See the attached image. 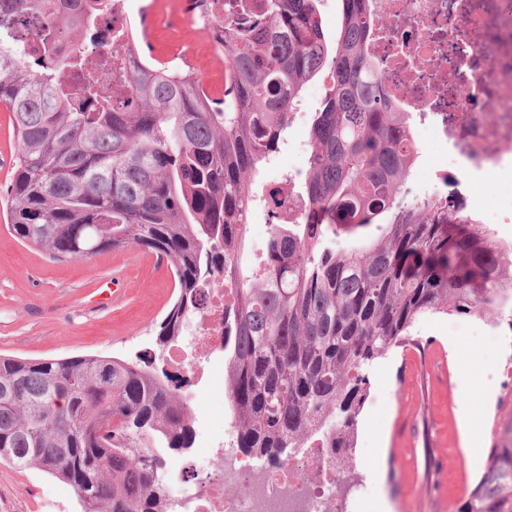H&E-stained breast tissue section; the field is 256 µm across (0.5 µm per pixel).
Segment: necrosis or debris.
Listing matches in <instances>:
<instances>
[{
  "label": "necrosis or debris",
  "instance_id": "1",
  "mask_svg": "<svg viewBox=\"0 0 512 512\" xmlns=\"http://www.w3.org/2000/svg\"><path fill=\"white\" fill-rule=\"evenodd\" d=\"M379 22L367 42L381 65V85L399 111L450 149L457 172L453 201H466L491 179L512 186V8L503 0H370ZM84 26L131 33L128 0H87ZM180 17L198 40L212 42L224 25L223 0H182ZM492 109L480 112L477 102ZM204 307L167 355L180 378H204L224 352L223 277L205 289ZM233 431L205 450L206 478L177 473L174 512H366V498H344L347 477L329 465L323 448H303L273 470L236 453Z\"/></svg>",
  "mask_w": 512,
  "mask_h": 512
}]
</instances>
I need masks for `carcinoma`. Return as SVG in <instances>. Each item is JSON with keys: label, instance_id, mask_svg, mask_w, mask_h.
I'll list each match as a JSON object with an SVG mask.
<instances>
[{"label": "carcinoma", "instance_id": "carcinoma-1", "mask_svg": "<svg viewBox=\"0 0 512 512\" xmlns=\"http://www.w3.org/2000/svg\"><path fill=\"white\" fill-rule=\"evenodd\" d=\"M330 39L320 0H265L255 16L226 0L224 96L195 71L165 70L134 47L112 51V81L134 104L111 101L62 60L56 0H0V28L25 9L47 28L0 43V105L12 114L16 164L9 228L58 260L137 247L167 260L177 293L155 348L185 336L218 274L232 291L224 311V395L234 444L270 467L300 448H327L349 471L373 362L435 314L512 312V244L448 205L435 190L408 196L417 152L411 117L384 92L366 40L369 0H341ZM327 79L311 117L310 150L294 195L317 221L280 220L275 186L252 185L280 151L306 85ZM266 210L270 232L256 264L247 226ZM176 377L153 356L62 360L0 356V442L9 462L36 468L85 495L86 512H169L163 456L149 444L191 448V411ZM63 396L68 410L58 413ZM455 512H512V426L488 454Z\"/></svg>", "mask_w": 512, "mask_h": 512}]
</instances>
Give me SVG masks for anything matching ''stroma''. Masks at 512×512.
<instances>
[{"label": "stroma", "mask_w": 512, "mask_h": 512, "mask_svg": "<svg viewBox=\"0 0 512 512\" xmlns=\"http://www.w3.org/2000/svg\"><path fill=\"white\" fill-rule=\"evenodd\" d=\"M195 45L199 68L215 90L223 72L210 69L209 50L187 30H155L152 51ZM323 80L303 93L302 114L288 144L260 185L306 168L302 144L325 95ZM12 115L0 105V354L31 359L85 355L136 359L154 345V332L175 293L172 272L139 248L105 251L82 262L50 259L9 230L7 189L15 161ZM412 344L393 348L372 367L354 452L370 512H445L477 484L488 451L512 425V328L494 319L429 315L415 323ZM199 411L193 448L168 456L167 472L194 467L195 449L231 423L218 390L186 382L181 390ZM481 451L463 450L470 428ZM0 512H82L72 487L34 468L0 461Z\"/></svg>", "instance_id": "obj_1"}]
</instances>
